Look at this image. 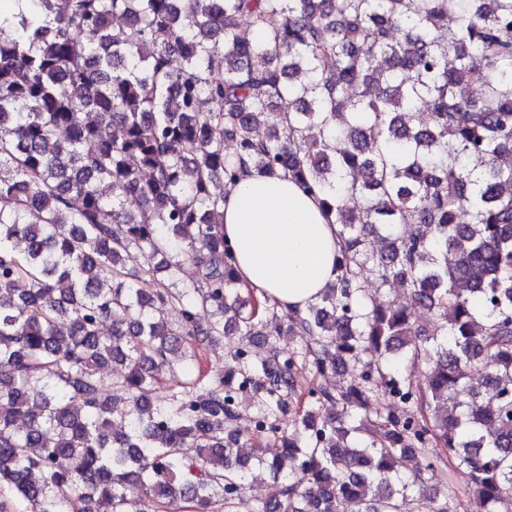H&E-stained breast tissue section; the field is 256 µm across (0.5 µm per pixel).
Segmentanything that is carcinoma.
Returning a JSON list of instances; mask_svg holds the SVG:
<instances>
[{
	"mask_svg": "<svg viewBox=\"0 0 512 512\" xmlns=\"http://www.w3.org/2000/svg\"><path fill=\"white\" fill-rule=\"evenodd\" d=\"M26 4L0 26V485L30 512H145L130 481L157 509L239 512L246 388L281 442L253 512H456L459 480L473 512H512V0ZM250 172L339 227L340 276L286 324L242 298L224 241ZM264 328L309 341L193 377L202 348ZM299 356L350 380L280 431Z\"/></svg>",
	"mask_w": 512,
	"mask_h": 512,
	"instance_id": "obj_1",
	"label": "carcinoma"
}]
</instances>
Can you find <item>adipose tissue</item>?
<instances>
[{
    "label": "adipose tissue",
    "instance_id": "1",
    "mask_svg": "<svg viewBox=\"0 0 512 512\" xmlns=\"http://www.w3.org/2000/svg\"><path fill=\"white\" fill-rule=\"evenodd\" d=\"M224 238L241 287L282 311H306L336 282L338 228L291 180L250 174L228 189Z\"/></svg>",
    "mask_w": 512,
    "mask_h": 512
}]
</instances>
